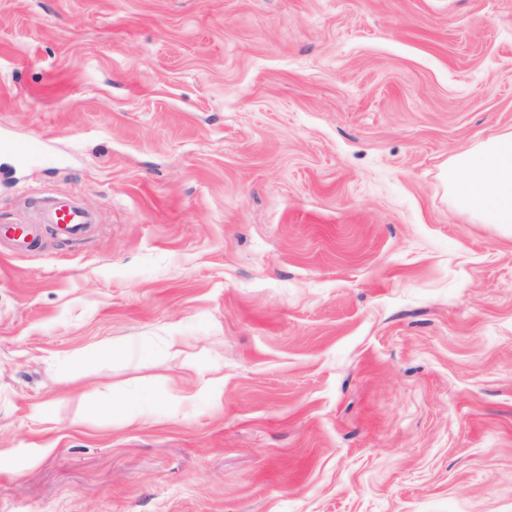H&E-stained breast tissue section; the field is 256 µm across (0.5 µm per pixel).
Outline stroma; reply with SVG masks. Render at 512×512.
<instances>
[{
	"label": "stroma",
	"instance_id": "1",
	"mask_svg": "<svg viewBox=\"0 0 512 512\" xmlns=\"http://www.w3.org/2000/svg\"><path fill=\"white\" fill-rule=\"evenodd\" d=\"M502 132L512 0H0V512H512ZM448 188L480 224L512 226V133L448 159ZM10 150L17 161L29 166L39 165L45 157L43 146L36 142L13 143ZM50 208L54 224L61 227L69 238L79 241L87 235L91 224L85 212L58 198L51 201ZM0 239L14 241L21 248H28L35 243V232L32 226L16 224L11 227L0 225ZM45 412L54 415L61 416L65 415L72 419L73 422L82 423L88 420H92L97 417L100 410L91 404H84L81 401L77 402V406L74 410L71 409V400L60 401L44 409Z\"/></svg>",
	"mask_w": 512,
	"mask_h": 512
}]
</instances>
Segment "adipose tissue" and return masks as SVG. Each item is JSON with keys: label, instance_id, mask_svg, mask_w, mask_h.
I'll return each instance as SVG.
<instances>
[{"label": "adipose tissue", "instance_id": "adipose-tissue-1", "mask_svg": "<svg viewBox=\"0 0 512 512\" xmlns=\"http://www.w3.org/2000/svg\"><path fill=\"white\" fill-rule=\"evenodd\" d=\"M447 176L461 210L481 224L512 226V133L451 156Z\"/></svg>", "mask_w": 512, "mask_h": 512}]
</instances>
